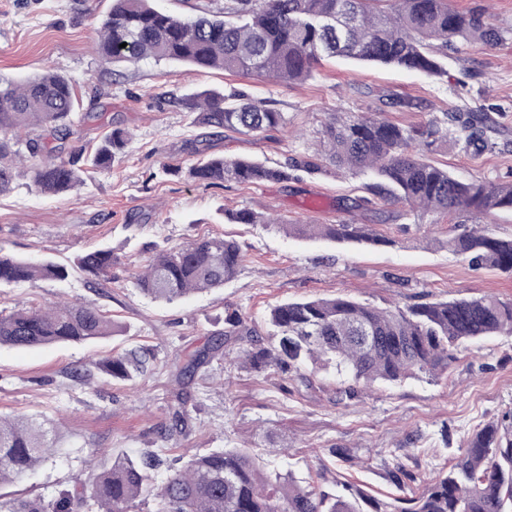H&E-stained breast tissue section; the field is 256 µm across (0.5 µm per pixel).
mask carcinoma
<instances>
[{
	"label": "carcinoma",
	"mask_w": 512,
	"mask_h": 512,
	"mask_svg": "<svg viewBox=\"0 0 512 512\" xmlns=\"http://www.w3.org/2000/svg\"><path fill=\"white\" fill-rule=\"evenodd\" d=\"M457 40L494 45L500 35L484 26L481 14L448 8L447 0H226L218 14L177 17L154 0H112L101 21L95 51L105 64L185 62L200 69L296 83L305 81L323 60L351 59L440 73L432 42L444 48ZM125 47H120V44ZM197 112V123L233 132L262 133L285 123L284 113L242 91L193 93L182 100ZM73 86L64 75L47 71L21 82H0V194L8 191L28 165L42 193L68 192L87 167L109 170L128 142L111 131L88 157L67 151L73 127L89 118L76 111ZM462 123L465 142L488 147L472 119L445 113L442 121L407 127L385 118L330 113L323 126L336 167L370 172L369 190L387 202L401 201L423 214L454 217L462 213L512 212V183L476 184L458 180L428 160L448 142L449 127ZM41 133L32 135V130ZM193 181L222 186L227 179L259 184L289 178L247 158L201 159L187 171ZM288 233L338 242L392 245L359 224H288ZM448 248L475 269L512 273V237L472 229L448 239ZM242 255L232 240L211 238L161 250L136 278L146 296L173 302L192 293L221 288L235 277ZM78 265L94 276L112 268V250L82 255ZM66 268L53 261L33 262L0 253V284L63 280ZM278 341L271 347L251 341L245 360L255 369L272 367L285 378L309 381L305 370H327L349 382L353 398L361 385L437 377L456 360L458 348L488 337L512 335V300L483 295L376 308L348 297L288 301L269 311ZM243 320L224 319V340L240 336ZM115 326L93 304L58 302L46 308L0 315V346L32 349L51 344L86 343L112 336ZM223 343L198 351L180 370L192 379ZM156 356L138 347L100 364L114 380L130 381L148 371ZM190 393L180 389L169 409V436L189 427ZM55 448L52 430L23 416L0 417V485L26 476ZM166 467L160 486L151 472ZM341 494L299 485L291 474L271 475L240 448L196 452L178 469L155 451L137 458L121 456L109 467L95 466L87 482L61 489L50 499L16 498L6 512H83L91 502L102 512H133L143 496L156 500L155 512H512V409L476 429L448 472L425 484L417 495L379 501L351 484Z\"/></svg>",
	"instance_id": "obj_1"
}]
</instances>
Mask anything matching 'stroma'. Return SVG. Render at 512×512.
I'll return each instance as SVG.
<instances>
[{
	"label": "stroma",
	"mask_w": 512,
	"mask_h": 512,
	"mask_svg": "<svg viewBox=\"0 0 512 512\" xmlns=\"http://www.w3.org/2000/svg\"><path fill=\"white\" fill-rule=\"evenodd\" d=\"M111 5L0 0V78L21 81L48 68L69 78L81 111L93 115L70 139L85 154L113 129L130 136L111 170H88L72 192L43 194L24 176L0 195V251L70 267L63 280L0 286V313L60 300L93 303L123 327L122 335L93 343L0 347V415L54 420L64 441L53 461L1 487L0 499L48 497L86 481L85 459L94 448L103 451L102 465L145 450L175 458L243 448L259 456L265 471L293 472L316 490L332 494L345 482L383 500L399 494L385 475L399 462L414 476L410 489L420 490L449 469L467 435L512 408V336L459 351L436 379L380 381L354 399L341 394L342 380L332 372L304 384L240 364L251 339H233L223 359L191 384L192 428L178 449L168 439V406L179 368L223 331L233 311L266 344L268 311L286 301L347 296L384 308L482 295L512 299V275L474 269L448 249L449 237L477 225L512 237L511 213L437 221L407 204L370 198L372 175L336 168L322 135L331 112L368 113L405 126L447 112H485L493 120L485 131L490 150L474 153L454 131L431 159L464 182L512 183V0H448L453 10H483L501 40L456 41L443 57V75L330 59L302 83L151 59L101 63L90 44ZM208 87L265 101L286 123L262 135L198 126L182 100ZM194 141L207 154L248 156L271 167L315 156L320 168L291 171L281 183L210 186L186 175L198 160L190 151ZM241 209L261 215L262 223L227 219ZM288 224H364L390 243L298 238L285 233ZM208 237L236 240L242 249L239 270L224 287L172 303L135 288L158 249ZM104 247L112 250L109 281L74 268L78 256ZM134 346L154 351L153 370L129 382L97 370L99 361Z\"/></svg>",
	"instance_id": "1"
}]
</instances>
